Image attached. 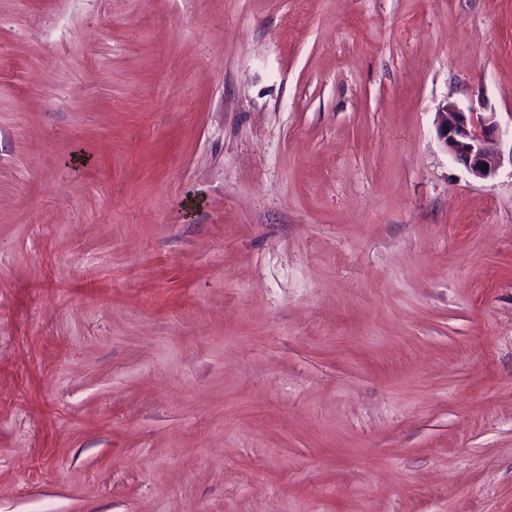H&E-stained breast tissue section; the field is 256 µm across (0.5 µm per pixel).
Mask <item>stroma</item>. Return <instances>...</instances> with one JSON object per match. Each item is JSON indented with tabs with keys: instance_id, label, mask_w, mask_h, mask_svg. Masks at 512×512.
Masks as SVG:
<instances>
[{
	"instance_id": "35a3bbf8",
	"label": "stroma",
	"mask_w": 512,
	"mask_h": 512,
	"mask_svg": "<svg viewBox=\"0 0 512 512\" xmlns=\"http://www.w3.org/2000/svg\"><path fill=\"white\" fill-rule=\"evenodd\" d=\"M512 0H0V512H512ZM437 133L452 157L477 179L492 178L503 162L499 126L492 112H465L447 103L438 112Z\"/></svg>"
}]
</instances>
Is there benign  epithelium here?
<instances>
[{
    "instance_id": "obj_1",
    "label": "benign epithelium",
    "mask_w": 512,
    "mask_h": 512,
    "mask_svg": "<svg viewBox=\"0 0 512 512\" xmlns=\"http://www.w3.org/2000/svg\"><path fill=\"white\" fill-rule=\"evenodd\" d=\"M437 133L452 157L477 179L492 178L503 162L494 113L466 112L448 103L438 112Z\"/></svg>"
}]
</instances>
